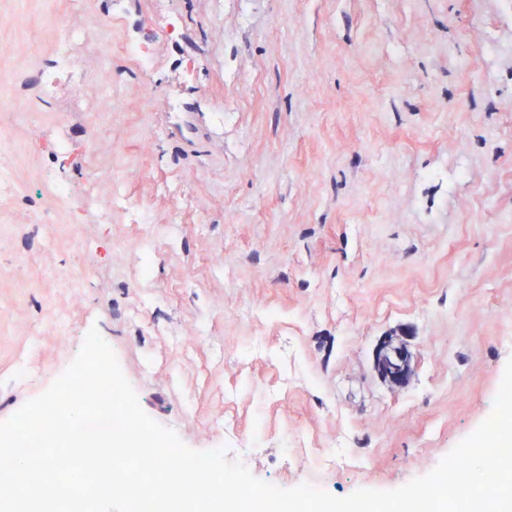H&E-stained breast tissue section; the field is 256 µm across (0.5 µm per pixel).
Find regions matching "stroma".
I'll return each mask as SVG.
<instances>
[{
	"label": "stroma",
	"mask_w": 512,
	"mask_h": 512,
	"mask_svg": "<svg viewBox=\"0 0 512 512\" xmlns=\"http://www.w3.org/2000/svg\"><path fill=\"white\" fill-rule=\"evenodd\" d=\"M58 19L86 35L79 106L39 85ZM142 36L148 74L125 51ZM1 159L26 190L0 195V422L93 328L148 416L285 489L397 488L491 414L512 358V0H0ZM391 336L403 386L373 366Z\"/></svg>",
	"instance_id": "35a3bbf8"
}]
</instances>
